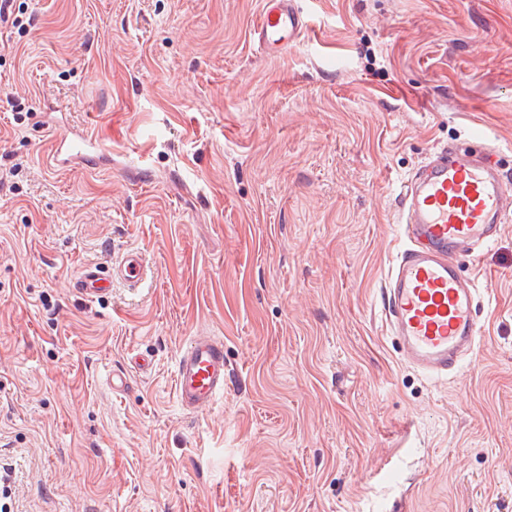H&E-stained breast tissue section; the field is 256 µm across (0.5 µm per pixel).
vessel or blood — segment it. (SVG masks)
<instances>
[{
    "label": "vessel or blood",
    "mask_w": 512,
    "mask_h": 512,
    "mask_svg": "<svg viewBox=\"0 0 512 512\" xmlns=\"http://www.w3.org/2000/svg\"><path fill=\"white\" fill-rule=\"evenodd\" d=\"M307 20L297 0H262L254 38L275 56L297 44ZM95 140L84 134L61 142L59 166L92 165ZM512 214L508 185L491 152L441 151L404 185L400 224L406 241L382 290V313L389 335L398 339L402 360L431 378L455 371L478 338L476 290L460 273L459 259L493 245ZM150 269L140 252L130 251L112 265L85 266L74 280L81 295L97 298L115 284L144 287ZM224 342L193 337L180 352L175 395L190 414L208 411L224 392Z\"/></svg>",
    "instance_id": "b4317fda"
}]
</instances>
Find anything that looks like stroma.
Here are the masks:
<instances>
[{"label": "stroma", "mask_w": 512, "mask_h": 512, "mask_svg": "<svg viewBox=\"0 0 512 512\" xmlns=\"http://www.w3.org/2000/svg\"><path fill=\"white\" fill-rule=\"evenodd\" d=\"M0 28V468L10 512H512V216L462 257L477 346L448 377L381 314L405 182L496 151L512 181V0H16ZM90 130L98 166L57 167ZM151 277L89 300L90 263ZM224 341L214 408L174 393ZM126 374L125 390L112 377ZM297 0H263L253 35L261 51L268 56L286 52L297 44L307 20ZM224 375V341L216 336H194L176 362L178 405L189 414L208 411L224 393Z\"/></svg>", "instance_id": "1"}]
</instances>
